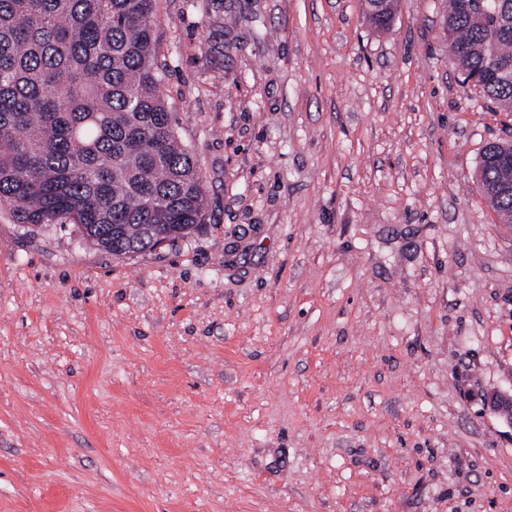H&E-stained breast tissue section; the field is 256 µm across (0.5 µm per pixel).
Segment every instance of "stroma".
I'll return each mask as SVG.
<instances>
[{
	"label": "stroma",
	"mask_w": 512,
	"mask_h": 512,
	"mask_svg": "<svg viewBox=\"0 0 512 512\" xmlns=\"http://www.w3.org/2000/svg\"><path fill=\"white\" fill-rule=\"evenodd\" d=\"M207 224L134 257L0 204V512H512V112L442 0H156ZM399 0H382L374 8V11L366 13L367 22L377 30H384L398 13ZM490 153H483V161L476 167V178L491 209L504 224L512 223V166L500 167L492 159L504 151L512 155V142L504 141L490 146ZM499 185H507V189H495ZM486 404L504 421L512 425V392L494 391L487 395Z\"/></svg>",
	"instance_id": "obj_1"
}]
</instances>
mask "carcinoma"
Returning a JSON list of instances; mask_svg holds the SVG:
<instances>
[{"mask_svg": "<svg viewBox=\"0 0 512 512\" xmlns=\"http://www.w3.org/2000/svg\"><path fill=\"white\" fill-rule=\"evenodd\" d=\"M399 0L366 14L384 30ZM154 0H0V203L27 233L70 224L88 246L145 253L148 229L169 241L206 220L198 160L176 135L157 64ZM453 62L512 112V0H448ZM490 146L476 178L512 223V166Z\"/></svg>", "mask_w": 512, "mask_h": 512, "instance_id": "cac0c4a2", "label": "carcinoma"}]
</instances>
